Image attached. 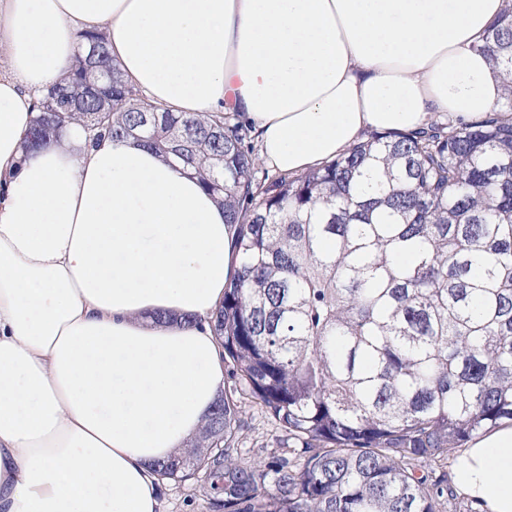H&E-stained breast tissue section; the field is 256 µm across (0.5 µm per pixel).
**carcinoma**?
I'll return each instance as SVG.
<instances>
[{"mask_svg":"<svg viewBox=\"0 0 512 512\" xmlns=\"http://www.w3.org/2000/svg\"><path fill=\"white\" fill-rule=\"evenodd\" d=\"M484 48L508 87L499 111L409 133L373 132L306 173L258 181L244 126L139 95L104 38L81 36L70 79L47 89L31 134L73 121L96 144L137 139L224 205L237 268L213 329L232 387L198 441L157 465L202 475L213 512H442L448 474L417 475L512 424V7ZM112 76V95L85 90ZM80 106H72L77 97ZM299 446L239 460L237 398Z\"/></svg>","mask_w":512,"mask_h":512,"instance_id":"1","label":"carcinoma"}]
</instances>
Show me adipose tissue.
<instances>
[{
  "label": "adipose tissue",
  "instance_id": "ef3b65f1",
  "mask_svg": "<svg viewBox=\"0 0 512 512\" xmlns=\"http://www.w3.org/2000/svg\"><path fill=\"white\" fill-rule=\"evenodd\" d=\"M507 0H0V512H157L156 463L224 389L209 319L235 264L198 179L69 124L26 142L81 33L172 112L246 116L284 173L368 129L467 121L505 97L483 37ZM512 512V427L453 463Z\"/></svg>",
  "mask_w": 512,
  "mask_h": 512
}]
</instances>
